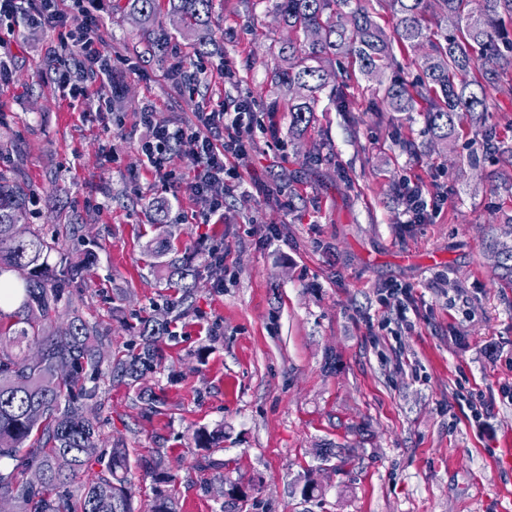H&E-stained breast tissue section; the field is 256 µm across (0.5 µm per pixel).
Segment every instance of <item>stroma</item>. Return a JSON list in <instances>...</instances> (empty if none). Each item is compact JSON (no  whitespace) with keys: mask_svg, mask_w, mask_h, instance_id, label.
I'll use <instances>...</instances> for the list:
<instances>
[{"mask_svg":"<svg viewBox=\"0 0 512 512\" xmlns=\"http://www.w3.org/2000/svg\"><path fill=\"white\" fill-rule=\"evenodd\" d=\"M89 9L122 91L93 84L76 107L54 82L59 33L0 23V59L14 71L0 83V172L20 173L37 200L26 227L69 259L98 256L59 323L76 312L100 324L109 356L137 340L141 319L168 323L162 362L137 387L101 378L91 407L104 448L161 453L179 475L181 512H512V465L502 461L512 281L495 247L512 240V167L466 163V132L442 150L420 115L380 111L360 77L353 111L319 109L291 133L288 93L272 78L288 33L270 0H213L208 27L191 38L177 35L160 0L170 47L207 68L193 89L169 76L166 55L150 54L138 16L116 0ZM198 37L207 54L195 53ZM228 70L257 111L256 148L223 220L203 224L208 204L188 191L185 163L175 161L174 185L148 169L137 112L192 121L223 103ZM404 178L442 195L429 223H401L394 186ZM280 192L291 211L276 206ZM157 202L168 208L161 223L148 211ZM163 232L171 257L194 270L188 302L149 251ZM212 244L224 248L219 272L208 265ZM219 426L220 447L199 448L196 432ZM324 448L340 454L322 461ZM211 457L224 460L223 475L205 467ZM307 474L319 485L310 499ZM226 480L244 500L219 499Z\"/></svg>","mask_w":512,"mask_h":512,"instance_id":"stroma-1","label":"stroma"}]
</instances>
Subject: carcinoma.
Masks as SVG:
<instances>
[{"label": "carcinoma", "mask_w": 512, "mask_h": 512, "mask_svg": "<svg viewBox=\"0 0 512 512\" xmlns=\"http://www.w3.org/2000/svg\"><path fill=\"white\" fill-rule=\"evenodd\" d=\"M157 2L125 0V8L150 27L151 48L160 52L170 35L153 28ZM169 2L171 14L187 27L207 24L212 0ZM272 2L288 30L277 53L275 80L292 93L291 131L306 128L324 99L338 112L353 111L347 80L328 68L332 60L346 57L355 60L367 81L383 87L385 111L408 114L424 103L419 111L431 139L448 149L457 127L470 121L477 126V139L469 163H479L481 153H497L507 156L512 166V149L501 146L487 123L492 109L488 89L500 87L512 68V34L505 27L512 22V0H378L396 20L392 37L360 0ZM428 14L451 23L452 32L430 31L424 25ZM395 43L411 52L429 47L421 75L412 78L401 69ZM26 202V188L0 173V296L18 302L8 315L0 308V339L38 347L33 358L21 350L0 349V463H11L0 467V499L11 500L19 512H135L131 457L120 443L110 449L101 474L78 485L85 466L103 456L98 422L88 405L103 375L105 334L79 315L63 328L46 332V324L60 309L71 307L70 287L85 280L97 256L89 252L77 261L52 263L54 247L41 231L16 237L14 225L25 219ZM8 272L19 283L2 279ZM170 273L188 299L195 288L193 271L172 262ZM166 332L164 322L141 321L138 351L115 358L112 377L136 385L159 361L156 342ZM63 363L70 368L66 376L57 372ZM195 440L203 448H214L224 440V428L200 430ZM137 465L156 484L171 486L177 480L161 456L140 458ZM35 469L45 476L39 486L28 478ZM149 512H178L177 500L158 495Z\"/></svg>", "instance_id": "1"}]
</instances>
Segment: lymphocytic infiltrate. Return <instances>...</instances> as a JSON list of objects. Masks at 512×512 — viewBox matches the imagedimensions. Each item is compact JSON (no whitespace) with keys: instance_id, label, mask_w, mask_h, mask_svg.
<instances>
[{"instance_id":"1","label":"lymphocytic infiltrate","mask_w":512,"mask_h":512,"mask_svg":"<svg viewBox=\"0 0 512 512\" xmlns=\"http://www.w3.org/2000/svg\"><path fill=\"white\" fill-rule=\"evenodd\" d=\"M87 0H68L60 9L58 0H0V19L27 13L31 26L61 29L68 53L55 68L56 80L70 103H83L88 85L110 68L102 50L97 26ZM139 123L146 134L139 150L160 178H167L173 154H180L193 170L192 195L210 201V216H223L224 198L243 185V170L254 143L253 111L246 93L231 102L195 114L192 124L162 123L151 109H141Z\"/></svg>"}]
</instances>
